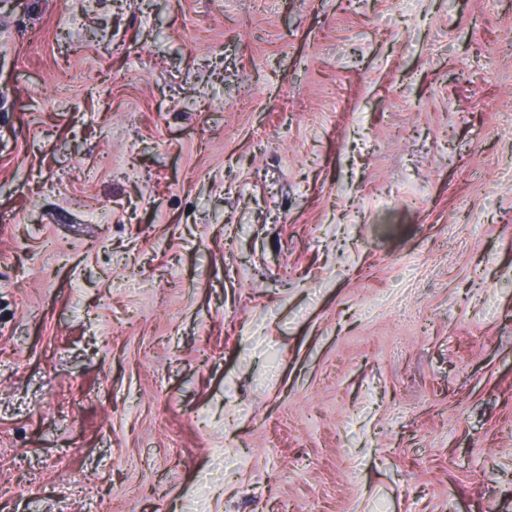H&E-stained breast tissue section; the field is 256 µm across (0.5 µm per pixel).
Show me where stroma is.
Masks as SVG:
<instances>
[{"label":"stroma","instance_id":"stroma-1","mask_svg":"<svg viewBox=\"0 0 512 512\" xmlns=\"http://www.w3.org/2000/svg\"><path fill=\"white\" fill-rule=\"evenodd\" d=\"M0 512H512V0H0Z\"/></svg>","mask_w":512,"mask_h":512}]
</instances>
